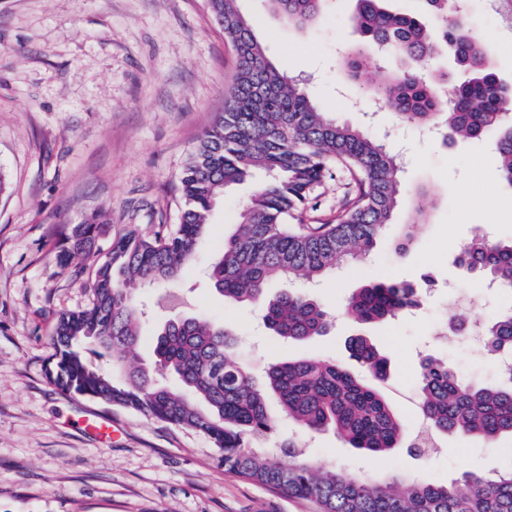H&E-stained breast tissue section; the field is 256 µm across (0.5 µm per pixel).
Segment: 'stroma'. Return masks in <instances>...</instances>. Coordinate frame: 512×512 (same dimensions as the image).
<instances>
[{"instance_id":"stroma-1","label":"stroma","mask_w":512,"mask_h":512,"mask_svg":"<svg viewBox=\"0 0 512 512\" xmlns=\"http://www.w3.org/2000/svg\"><path fill=\"white\" fill-rule=\"evenodd\" d=\"M474 35L499 74L512 81V30L485 0H459ZM267 58L307 80L322 111L372 133L405 165L392 222L370 255L318 282L310 293L334 316L328 335L286 342L267 330L256 308L224 301L204 271L235 229L255 179L236 185L214 208L196 260L179 281L144 294L149 319L139 348L152 355L157 324L179 314H205L236 333V352L262 379L272 363L318 357L348 363L354 325L343 300L374 276L436 286L423 305L366 333L389 360L377 388L416 431L419 365L428 355L448 361L462 378L499 380L480 344L441 331L450 315L489 320L512 307V294L463 307L462 295L488 294L483 278L453 260L475 231L512 239V189L499 177L492 140L444 145L401 125L393 115L371 119L376 105L339 68L337 49L360 41L354 0H329L307 31L269 14L265 0H238ZM235 56L206 0H0V512H316L313 503L225 472L201 432L145 418L122 407L65 393L51 384L56 314L91 298L87 273L60 267L66 224L101 222L97 246L107 249L130 230L152 233L177 221L183 163L224 109ZM354 183L348 171L311 194L305 220L333 219ZM426 188L435 205L417 215L413 196ZM422 232L404 255L393 243L404 225ZM280 438L305 443L315 464L353 473L383 471L446 479L467 469L503 470L512 438L492 444L442 436L431 459L396 448L372 459L332 433H302L282 424Z\"/></svg>"}]
</instances>
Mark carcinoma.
Wrapping results in <instances>:
<instances>
[{"mask_svg":"<svg viewBox=\"0 0 512 512\" xmlns=\"http://www.w3.org/2000/svg\"><path fill=\"white\" fill-rule=\"evenodd\" d=\"M268 10L298 30H308L327 0H265ZM439 19L430 29L415 16L390 10L386 0H356L354 22L365 43L343 52L349 79L381 100L399 122L440 125L444 139L491 138L503 182L512 189V85L499 79L469 24L453 15L454 0H424ZM209 12L234 50L236 68L225 88L224 111L189 153L181 171L177 224H159L149 236L134 232L95 249L98 224H66L67 247L57 254L65 268L89 262L91 304L59 313L51 344L49 380L73 392L135 411L147 418L205 434L224 470L317 504L321 512H512V459L494 473L463 471L440 482L429 477L375 480L343 467L310 462L291 439L274 450L251 443L279 425L268 409L274 397L282 417L308 432H333L350 447L375 458L408 445L421 456L419 436L408 434L374 382L389 363L367 337L347 342L361 378L334 360L306 357L270 365L264 385L231 350L235 333L206 315H185L161 325L153 337V364H142L138 347L143 313L139 293L182 276L193 263L220 190L254 172L266 180L239 214L208 271L224 300L263 309L264 322L285 340L323 336L330 314L316 299L286 288L267 295L274 279H320L368 253L391 223L401 193L402 166L384 142L364 129L319 110L302 79L280 72L257 41L237 0H207ZM374 44L400 66L380 82L365 78V46ZM451 45L470 78L443 96L448 73L433 68L441 47ZM345 168L355 190L335 222L310 224L300 217L311 189ZM456 263L503 289H512V239L493 242L475 233ZM411 286L372 279L346 301L357 326L380 323L419 305ZM482 347L505 357L496 384L465 382L448 361L430 356L420 365L418 399L430 430L473 440L512 436V309L482 322ZM93 340L125 364L117 381L89 361ZM176 377L174 389L158 380ZM288 457V464L280 462Z\"/></svg>","mask_w":512,"mask_h":512,"instance_id":"1","label":"carcinoma"}]
</instances>
